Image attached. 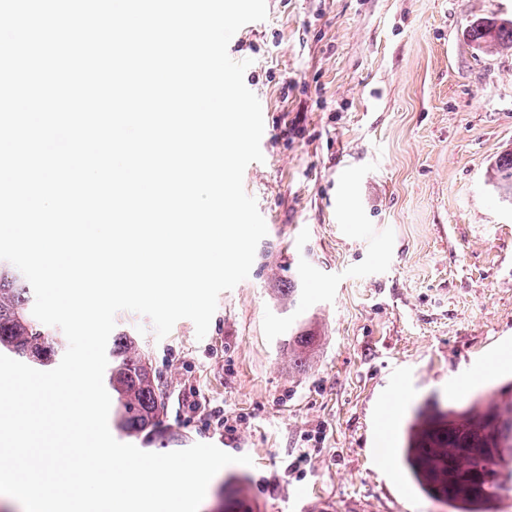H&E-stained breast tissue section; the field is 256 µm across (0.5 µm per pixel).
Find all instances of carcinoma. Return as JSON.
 Wrapping results in <instances>:
<instances>
[{
    "instance_id": "1",
    "label": "carcinoma",
    "mask_w": 512,
    "mask_h": 512,
    "mask_svg": "<svg viewBox=\"0 0 512 512\" xmlns=\"http://www.w3.org/2000/svg\"><path fill=\"white\" fill-rule=\"evenodd\" d=\"M470 41L484 49L512 48V19L483 18L466 28ZM487 181L512 197V152L500 156ZM32 288L15 267L0 264V353L40 366L55 361L57 347L47 325L32 314ZM318 334L301 320L282 339L288 367L310 368ZM112 364L103 382L112 396V426L137 435L163 412L148 358L126 336L112 338ZM402 462L415 484L451 512H500L512 496V384L473 399L459 412L439 404L418 408L402 448Z\"/></svg>"
}]
</instances>
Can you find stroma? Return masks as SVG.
I'll return each mask as SVG.
<instances>
[{
    "mask_svg": "<svg viewBox=\"0 0 512 512\" xmlns=\"http://www.w3.org/2000/svg\"><path fill=\"white\" fill-rule=\"evenodd\" d=\"M267 2L228 52L249 60L262 107L264 160L243 184L268 233L204 338L187 319L159 339L149 318L117 313L113 333L150 359L165 409L156 432L116 439L250 456L225 466L201 512L224 496L246 512H448L398 450L415 407L512 380V361H495L512 350V204L486 183L512 151V49L465 34L512 18V0ZM292 318L321 336L300 374L279 344ZM194 399L238 419L235 445L204 429ZM302 450L298 478L287 465Z\"/></svg>",
    "mask_w": 512,
    "mask_h": 512,
    "instance_id": "35a3bbf8",
    "label": "stroma"
}]
</instances>
